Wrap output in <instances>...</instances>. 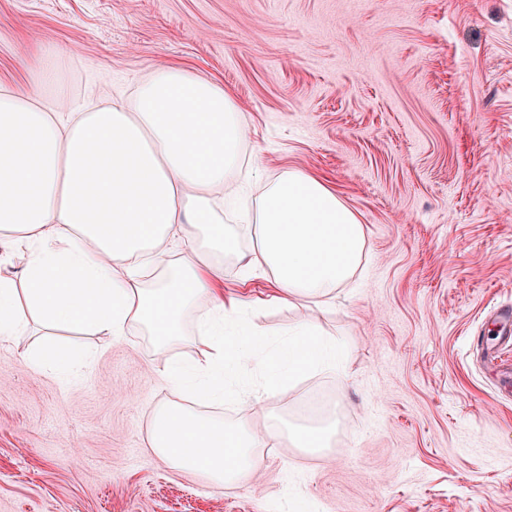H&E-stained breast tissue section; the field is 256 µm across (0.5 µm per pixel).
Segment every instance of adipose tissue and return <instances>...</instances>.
I'll return each instance as SVG.
<instances>
[{
    "mask_svg": "<svg viewBox=\"0 0 512 512\" xmlns=\"http://www.w3.org/2000/svg\"><path fill=\"white\" fill-rule=\"evenodd\" d=\"M248 123L222 84L180 67H162L129 98L82 107H46L30 91L0 89V239L23 248V285L0 280V338L26 330L24 313L44 328H78L123 338L140 324L159 345L183 339V317L199 296L211 309L200 323L206 343L196 357L166 364L165 385L211 404L251 403L308 372L339 369L340 345L309 321L297 322L276 346L246 312L268 304L291 308L333 298L355 274L367 245L365 227L324 181L298 170L254 173L251 252L239 248L224 222L221 200L233 196ZM177 265L164 241L183 225ZM96 240L100 262L83 242ZM241 260L246 271L268 269L275 292L243 303L211 290L223 270L201 268V254ZM166 269L159 288L142 287L144 266ZM336 422L256 430L179 409L156 411L150 445L171 468L207 478L217 488L257 475L262 442L287 438L292 447H332Z\"/></svg>",
    "mask_w": 512,
    "mask_h": 512,
    "instance_id": "1",
    "label": "adipose tissue"
}]
</instances>
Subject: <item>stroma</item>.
Returning a JSON list of instances; mask_svg holds the SVG:
<instances>
[{
	"mask_svg": "<svg viewBox=\"0 0 512 512\" xmlns=\"http://www.w3.org/2000/svg\"><path fill=\"white\" fill-rule=\"evenodd\" d=\"M56 50L47 101L109 100L180 66L224 84L244 112V163L327 182L367 234L359 273L324 310L267 308L268 340L299 319L347 350L210 418L260 428L337 422L332 454L262 447L258 480L218 490L148 448L162 407L198 411L156 366L194 356L57 331L90 353L77 379L28 367L37 337L0 338V512H512V388L496 342L512 306V0H0V87L30 84ZM224 293L272 289L218 260Z\"/></svg>",
	"mask_w": 512,
	"mask_h": 512,
	"instance_id": "obj_1",
	"label": "stroma"
}]
</instances>
